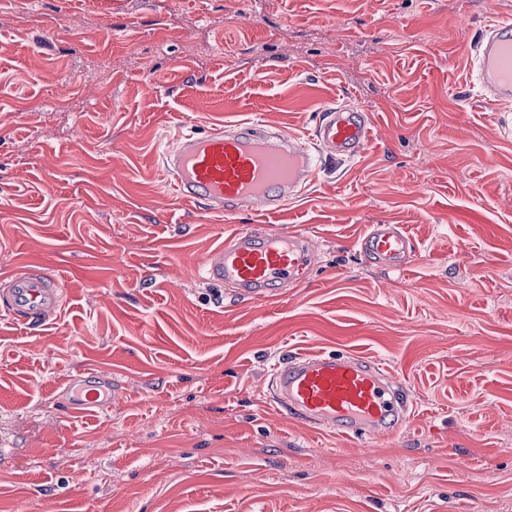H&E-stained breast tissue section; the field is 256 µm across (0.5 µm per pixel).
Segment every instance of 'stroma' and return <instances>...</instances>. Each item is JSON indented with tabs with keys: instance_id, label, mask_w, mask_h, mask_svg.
Masks as SVG:
<instances>
[{
	"instance_id": "stroma-1",
	"label": "stroma",
	"mask_w": 512,
	"mask_h": 512,
	"mask_svg": "<svg viewBox=\"0 0 512 512\" xmlns=\"http://www.w3.org/2000/svg\"><path fill=\"white\" fill-rule=\"evenodd\" d=\"M512 0H0V280L56 276L40 326L0 313V512H512V139L473 77ZM370 113L300 200L206 213L164 180L175 134L251 119L310 141ZM374 224L414 248L366 259ZM317 257L274 301L205 281L241 231ZM349 351L414 403L359 440L277 406L282 360ZM111 378L69 415L72 377ZM360 251L390 268H401L412 252L413 242L396 224H375L359 243ZM112 407V393L104 386H87L76 391L75 401L68 402L70 414H80L86 411H105Z\"/></svg>"
}]
</instances>
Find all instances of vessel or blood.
<instances>
[{
    "label": "vessel or blood",
    "instance_id": "obj_1",
    "mask_svg": "<svg viewBox=\"0 0 512 512\" xmlns=\"http://www.w3.org/2000/svg\"><path fill=\"white\" fill-rule=\"evenodd\" d=\"M478 86L486 101L512 110V19L490 21L473 46ZM365 111L325 107L313 144L250 121L228 122L206 134H180L163 153L161 167L173 189L211 214L275 212L299 199L321 159H350L371 138ZM368 258L403 267L413 249L395 224H377L359 243ZM315 258L311 240L293 231L238 232L203 262L206 280L231 285L240 296L273 299L300 280ZM63 306L57 278L38 270L8 280L0 311L21 322L48 320ZM275 403L316 428L365 439L393 433L410 417L401 380L386 366L351 353L301 355L279 363L271 378ZM112 394L104 386L77 390L69 413L105 411Z\"/></svg>",
    "mask_w": 512,
    "mask_h": 512
}]
</instances>
